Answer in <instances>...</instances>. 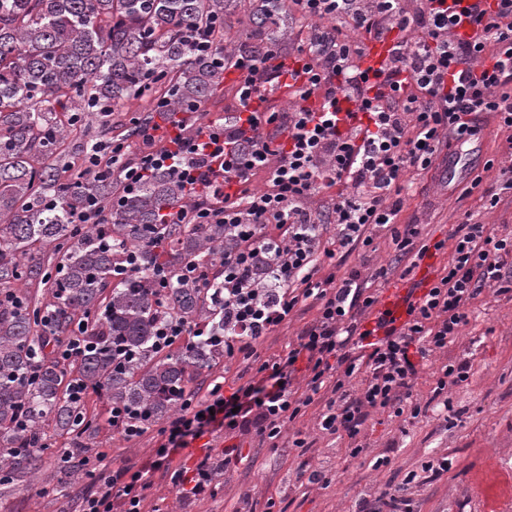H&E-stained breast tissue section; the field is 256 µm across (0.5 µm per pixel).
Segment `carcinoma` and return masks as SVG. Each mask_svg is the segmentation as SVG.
Returning <instances> with one entry per match:
<instances>
[{
	"instance_id": "1",
	"label": "carcinoma",
	"mask_w": 512,
	"mask_h": 512,
	"mask_svg": "<svg viewBox=\"0 0 512 512\" xmlns=\"http://www.w3.org/2000/svg\"><path fill=\"white\" fill-rule=\"evenodd\" d=\"M229 2L0 0V485L35 476L51 434L87 452L99 424L72 393L100 394L147 429L182 406L194 374L224 360L221 289L152 278L160 264L224 266V225L161 221L208 198L166 171L114 206L113 183L72 165L67 141L77 132L84 148L92 123L110 129L112 113L154 93L168 112L205 105L239 51L222 38ZM260 2L255 47H285L288 0ZM207 38L213 52L197 51ZM90 201L105 223H70ZM32 288L45 297L33 301ZM173 320L206 335L164 354L157 330ZM66 334L82 342L73 361L50 348Z\"/></svg>"
}]
</instances>
